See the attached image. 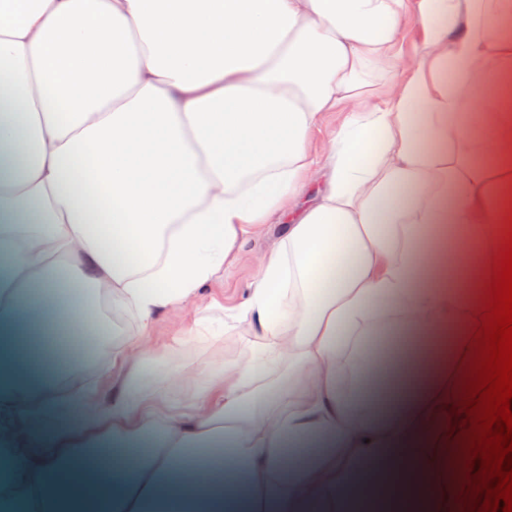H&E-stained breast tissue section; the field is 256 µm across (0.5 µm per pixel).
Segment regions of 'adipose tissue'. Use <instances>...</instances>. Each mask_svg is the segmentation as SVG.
I'll list each match as a JSON object with an SVG mask.
<instances>
[{"instance_id": "1", "label": "adipose tissue", "mask_w": 512, "mask_h": 512, "mask_svg": "<svg viewBox=\"0 0 512 512\" xmlns=\"http://www.w3.org/2000/svg\"><path fill=\"white\" fill-rule=\"evenodd\" d=\"M270 222L243 351L178 371L216 378L181 402L145 388L154 321ZM511 229L512 0H0V512H457L452 409ZM88 287L136 335L65 404L15 342L105 335ZM383 324L429 379L386 414L360 395ZM107 437L117 484L82 463Z\"/></svg>"}]
</instances>
